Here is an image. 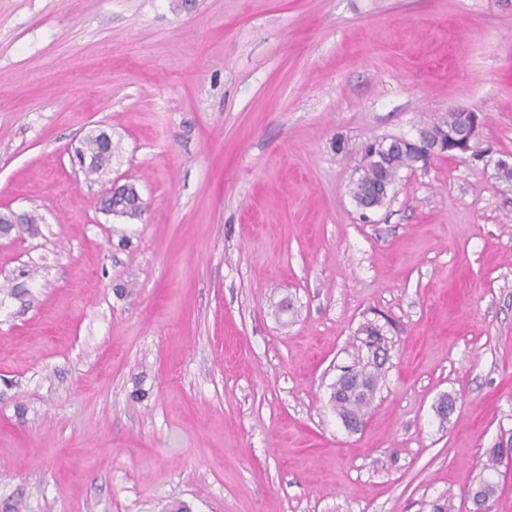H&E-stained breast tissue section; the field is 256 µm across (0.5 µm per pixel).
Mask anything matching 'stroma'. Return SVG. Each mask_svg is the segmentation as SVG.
I'll use <instances>...</instances> for the list:
<instances>
[{"mask_svg":"<svg viewBox=\"0 0 512 512\" xmlns=\"http://www.w3.org/2000/svg\"><path fill=\"white\" fill-rule=\"evenodd\" d=\"M459 105L476 156L361 212L363 143ZM503 160L512 0H0V211L37 218L0 239V512H470L486 477L512 512ZM123 184L138 218L101 208ZM367 322L391 361L351 433ZM100 138L99 134H91L85 139L88 158V166L85 171L87 176L103 173L112 162V141L105 145L99 140Z\"/></svg>","mask_w":512,"mask_h":512,"instance_id":"stroma-1","label":"stroma"}]
</instances>
